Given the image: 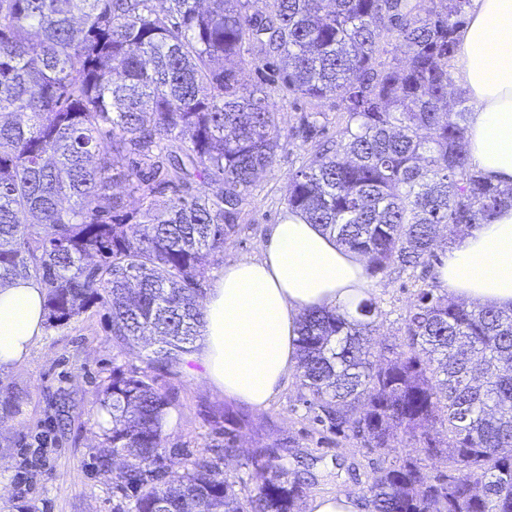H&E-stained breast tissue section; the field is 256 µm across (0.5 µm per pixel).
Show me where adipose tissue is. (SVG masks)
Segmentation results:
<instances>
[{"label": "adipose tissue", "instance_id": "obj_1", "mask_svg": "<svg viewBox=\"0 0 512 512\" xmlns=\"http://www.w3.org/2000/svg\"><path fill=\"white\" fill-rule=\"evenodd\" d=\"M457 53L458 76L477 108L467 120L469 162L512 184V0H475ZM260 260L225 266L206 301L201 348L191 359L225 395L266 407L299 363L297 328L309 309L354 311L372 288L363 257L305 215L273 225ZM442 292L512 309V207L456 241L435 271ZM44 291L17 278L0 286V370L41 336Z\"/></svg>", "mask_w": 512, "mask_h": 512}]
</instances>
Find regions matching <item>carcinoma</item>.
Instances as JSON below:
<instances>
[{"mask_svg": "<svg viewBox=\"0 0 512 512\" xmlns=\"http://www.w3.org/2000/svg\"><path fill=\"white\" fill-rule=\"evenodd\" d=\"M154 2L0 0V283L36 281L52 324L100 303L122 344L152 347L147 369L113 367L102 403L112 428L95 469L112 512H297L305 481L266 448L240 464L255 493L236 492L227 428L224 454L175 467L173 399L150 373L201 336V269L280 147L270 94L239 71L276 59L289 94L333 96L346 114L291 174L286 210L372 278L429 268L443 233L512 206V185L471 169L466 109L448 105L470 0H269L261 15L250 0ZM391 39L401 63L383 60ZM119 180L138 208L110 193ZM377 317L370 299L354 315L308 311L298 337L302 387L329 428L378 450L401 433L443 465L430 476L408 454L372 468L370 512H512V310L421 288L382 363Z\"/></svg>", "mask_w": 512, "mask_h": 512, "instance_id": "obj_1", "label": "carcinoma"}]
</instances>
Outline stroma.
I'll list each match as a JSON object with an SVG mask.
<instances>
[{
	"label": "stroma",
	"instance_id": "1",
	"mask_svg": "<svg viewBox=\"0 0 512 512\" xmlns=\"http://www.w3.org/2000/svg\"><path fill=\"white\" fill-rule=\"evenodd\" d=\"M273 68L246 66L240 81L261 86L279 114L282 146L271 167L260 172L242 208L235 235L209 257L199 283L210 291L226 263L257 260L272 224L278 223L288 196V179L306 160L315 140L335 136L345 118L334 98L320 101L288 95ZM318 115L319 132L310 139L302 118ZM372 297L380 315L372 333L374 348L397 343L410 302L421 280L406 273L375 277ZM144 349H129L112 336L107 310L95 304L43 333L19 364L0 372V512H112V485L93 468L104 441L101 402L112 382V368L140 369ZM181 360L161 375L159 384L174 399L165 427L164 445L189 458L210 457L224 449L225 415L240 417L233 455L224 470L240 474L243 456L266 446L282 455L290 473L307 482L309 499L347 490L361 494L373 463L385 455L408 452L407 442L392 441L389 452L374 451L359 440L330 434L306 402L298 374L262 409L225 396L202 374ZM45 442L43 466L34 468L27 486L16 473L25 451Z\"/></svg>",
	"mask_w": 512,
	"mask_h": 512
}]
</instances>
